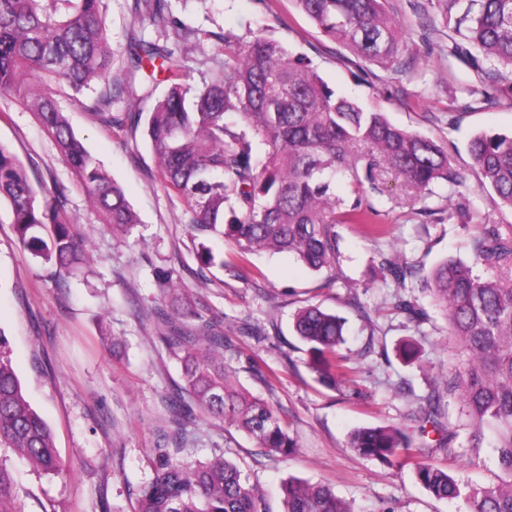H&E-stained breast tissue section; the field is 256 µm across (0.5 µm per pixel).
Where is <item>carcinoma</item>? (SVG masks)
<instances>
[{"label":"carcinoma","instance_id":"1","mask_svg":"<svg viewBox=\"0 0 512 512\" xmlns=\"http://www.w3.org/2000/svg\"><path fill=\"white\" fill-rule=\"evenodd\" d=\"M321 33L358 60L403 72L400 27L385 0H294ZM102 0H0V93L15 95L33 112L79 177L112 232H130L139 220L124 190L103 172L73 132L52 94L67 84L77 93L99 87L93 108L112 121V46ZM430 31L448 37V59L473 75L471 108L491 102L488 89L512 88V0H431ZM138 15L158 27L169 24L166 0H134ZM224 72L194 88L168 66L165 44L132 40L128 78L141 80L143 101L159 81L167 89L146 121V135L163 182L190 208L191 229L234 242L243 256L288 253L313 272L336 260L337 224H363L373 234L377 211L365 199L384 194L388 178L401 182L411 203L448 188L458 197L448 219L474 223L463 192L465 177L436 141L391 123L378 108L336 92L312 61L280 42L256 35L243 42L222 37ZM164 74L163 79L157 73ZM467 151L479 189L512 209V134L480 132ZM349 178L353 200L336 194V176ZM65 189L51 196L36 188L18 158L0 145V201L8 203L18 242L60 271L86 261L84 240L64 211ZM470 248L473 262L449 257L437 264L425 287L443 309L459 362L447 390L457 394L459 424L446 429V445L466 431L463 452L493 448L500 481L460 483L448 470L416 463V476L439 500H463L466 512H512V225L478 224ZM383 273L399 285L414 265L384 262ZM159 341L182 366V384L166 398L181 426L196 409L234 426L269 454L286 457L297 441L269 404L237 381L224 361V336L212 328L186 290L173 285L170 306L155 311ZM293 328L308 345V367L333 387L349 370L341 353L346 319L319 305L298 310ZM426 421L440 426L442 396L426 397ZM348 445L387 466L403 465L417 449L397 426L360 427ZM0 447L11 448L38 470H61L51 429L26 399L10 360L0 353ZM284 512H353L327 486L291 478L284 482ZM136 512H266L251 476L224 457L186 464L162 450L153 476L138 492ZM0 512H24L11 472L0 462Z\"/></svg>","mask_w":512,"mask_h":512}]
</instances>
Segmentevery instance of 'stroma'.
<instances>
[{"label": "stroma", "mask_w": 512, "mask_h": 512, "mask_svg": "<svg viewBox=\"0 0 512 512\" xmlns=\"http://www.w3.org/2000/svg\"><path fill=\"white\" fill-rule=\"evenodd\" d=\"M428 4L387 3L403 26L405 54L418 73L414 80L360 64L325 38L293 0H168L177 22L168 45L173 67L196 87L223 71L224 35L248 40L263 34L307 55L337 91L446 148L451 165L466 178L473 211L489 223L512 225V210L495 207L478 190L466 148L476 132L511 133L512 106L465 109L469 71L449 65L447 40L425 38ZM102 13L112 41V74L120 77L129 39L153 41L158 33L150 18L135 16L133 0H104ZM54 96L76 136L121 184L139 222L128 234H113L37 117L12 96L0 95V144L31 178L65 187V209L87 238L86 265L59 287L62 278L18 243L10 209L0 206V351L51 428L63 465L62 473L47 475L0 448L24 512H132L165 435L174 430L165 398L181 383L180 365L159 343L152 316L168 305L172 276L223 331L224 358L241 384L268 401L298 443L288 458L272 457L243 432L197 413L183 425L179 461L222 456L250 469L269 512H282L280 486L291 476L328 486L353 512H464L462 502L425 491L412 466L389 467L346 446L358 427L420 425L434 378L448 375L457 361L446 320L425 287L426 276L445 258H471L468 229L448 219L447 189L426 199L429 216L405 205L401 191L374 197L386 234L372 237L361 225H336L333 270L315 273L285 254L244 259L232 243L190 228L187 203L161 181L144 129L106 124L91 109L93 93L61 85ZM202 244L221 265L200 262ZM395 253L417 267L401 288L380 268ZM402 300L411 301L420 317L398 311ZM309 304L347 320L342 351L351 358L350 372L332 388L316 382L307 348L293 331L295 314ZM406 339L421 349L411 363L397 353ZM438 438L429 433L423 461L446 467L464 484L496 482L491 452L473 463L460 453L465 437L449 449L438 446Z\"/></svg>", "instance_id": "stroma-1"}]
</instances>
